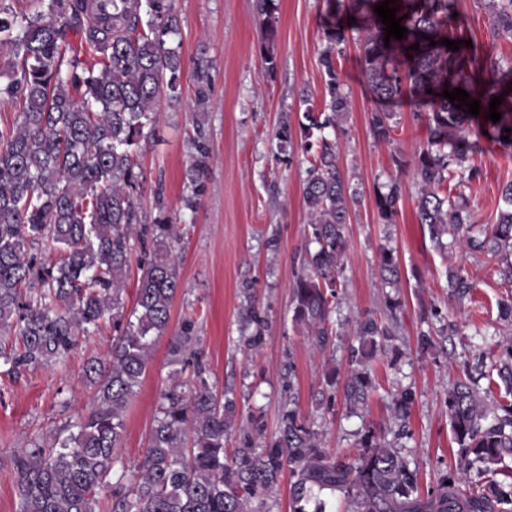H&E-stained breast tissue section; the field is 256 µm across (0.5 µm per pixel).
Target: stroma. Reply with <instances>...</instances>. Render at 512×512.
<instances>
[{
    "mask_svg": "<svg viewBox=\"0 0 512 512\" xmlns=\"http://www.w3.org/2000/svg\"><path fill=\"white\" fill-rule=\"evenodd\" d=\"M180 17L178 40L184 61L179 99L161 95L154 135L142 141L136 161L143 175L139 216L153 224L167 218L178 225L174 244L179 259V290L167 335L156 343L141 387L126 414L121 458L133 470L142 457L161 391L173 375L190 380L169 353L170 338L184 320H193L195 348L206 377L217 391L236 402L239 420L259 416L256 445L278 431L284 405L308 420L330 452L356 458L365 428L383 430L393 439L399 428L402 452L419 471L421 489L435 486L454 468L458 446L448 418V391L464 374L478 377L489 401H502L505 390L481 379V352L503 351L512 327L503 326L497 302L511 288L498 273L500 260L484 253L460 259L474 288L457 302L448 288V255L420 223L418 186L413 169L397 171L392 154L411 159L427 139L425 121L408 103L395 104L397 128L392 143L374 140L368 116L375 103L364 82L358 40L371 21L338 15L348 44L337 59L350 110L335 130L342 145L340 165L357 199L346 227L345 286L333 316L336 334L326 350L312 348L302 325L292 319V285L302 268L309 221L303 181L310 156L301 148L302 96L324 108L327 96L320 58L323 29L330 17L326 0H278L274 66L262 58L264 32L254 0H174ZM484 54L512 60V35L493 34L481 0H458L452 20ZM208 60L211 96L205 107L193 97L196 64ZM288 121L292 145L278 146L281 121ZM210 151L208 172L196 209L185 208L186 170L194 137ZM475 158L482 165L479 183L464 188L477 223H493L501 190L512 181V151L484 138ZM401 178L404 191L394 223L379 219L376 191ZM396 255L401 272L397 288H383L382 250ZM398 298V329L383 341L371 360L372 388L366 405L348 413L340 391L323 377L335 371L344 379L355 343L353 320L360 314L382 316L385 296ZM255 313L264 324L259 350L244 344L243 319ZM454 325L455 333L442 335ZM432 344L422 348V333ZM116 336L111 325L82 338L57 364L15 374L0 369V512H16L11 458L20 448L48 440L83 413L93 390L82 378L84 362L110 353ZM410 390L405 412L396 395Z\"/></svg>",
    "mask_w": 512,
    "mask_h": 512,
    "instance_id": "stroma-1",
    "label": "stroma"
}]
</instances>
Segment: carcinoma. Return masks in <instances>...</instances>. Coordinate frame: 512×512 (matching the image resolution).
<instances>
[{
	"label": "carcinoma",
	"instance_id": "carcinoma-1",
	"mask_svg": "<svg viewBox=\"0 0 512 512\" xmlns=\"http://www.w3.org/2000/svg\"><path fill=\"white\" fill-rule=\"evenodd\" d=\"M349 11L374 13L382 0H328ZM456 0H396V17L407 38L390 39L386 25L374 18L361 44L363 74L376 102L408 100L416 116H425L429 136L412 161L395 153L398 169L412 166L419 186L420 223L433 238L450 237L448 247L461 252L486 250L512 255V182L502 189L507 208L500 209L488 233L476 229L472 213L459 203L450 183L477 182L481 166L473 158L470 136L488 135L512 147V113L494 123L485 119L490 98L512 103L504 83L502 58L452 51L440 44L462 35L451 25ZM496 33H512V0H484ZM267 48L263 60L274 67L276 0H256ZM78 29L80 47L66 31ZM180 30L174 0H112L97 12L91 0H48L47 10L16 11L0 0V57L8 81L0 99L19 107L12 126L0 128V332L18 336L21 351L0 353L8 371L52 365L63 360L105 321L118 332L107 358L86 362L84 377L94 388L90 410L46 447L21 448L11 459L17 512H97L98 495L112 491L110 512H267L283 472L290 476L291 512H326L321 494L339 492L353 512H512V486L495 479L512 458V403L490 407L470 380L448 392V414L459 448L456 471L435 489L419 491L418 470L399 447L372 429L360 437L362 452L352 461L322 446L318 432L285 409L276 436L254 446L251 417L239 427V444L226 452L237 417L236 403L217 393L196 359L190 384L172 382L160 395L144 454L125 474L120 450L130 402L145 376L155 342L167 331L179 286L177 256L171 240L175 225L138 223L142 173L135 161L141 138L157 123L156 98L163 92L181 96L183 58L171 38ZM437 42L429 45L427 37ZM320 62L329 101L316 112L304 97L306 151L313 153L303 183L309 212V243L292 286L293 319L307 327V337L325 348L333 336L331 316L347 251L346 225L353 193L339 165V144L313 131L336 128L348 112V96L337 66L348 37L332 25ZM419 44V49L410 46ZM208 62L197 63L194 98L205 105L211 95ZM432 93H427V89ZM461 88L480 102V114L455 108L443 91ZM374 139L394 140L395 113L383 107L370 112ZM507 140H501L503 136ZM187 169L190 193L184 206L198 204L210 152L193 141ZM403 195L395 179L378 192L380 220L394 221ZM46 242L58 256L44 262L29 252ZM140 244L142 261L134 308L125 312L123 293L131 252ZM383 285L398 286L396 256H380ZM448 287L458 300L472 284L461 266H448ZM399 302L385 301L386 319L355 318L350 369L342 386L349 413L363 406L371 389L367 361L380 343L395 335ZM194 322L187 320L170 341L178 361L193 355ZM490 371L512 394V345L490 359ZM476 470L481 479L468 480Z\"/></svg>",
	"mask_w": 512,
	"mask_h": 512
}]
</instances>
